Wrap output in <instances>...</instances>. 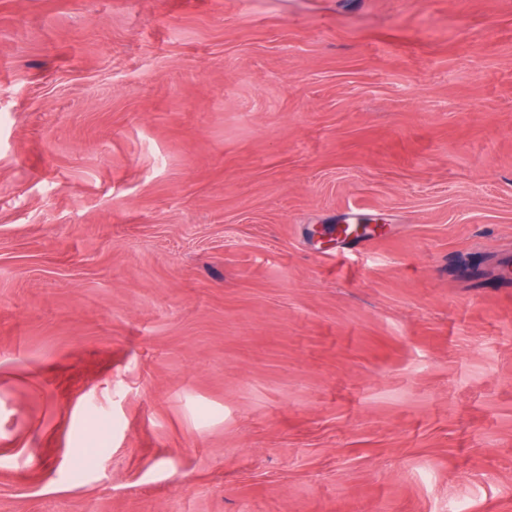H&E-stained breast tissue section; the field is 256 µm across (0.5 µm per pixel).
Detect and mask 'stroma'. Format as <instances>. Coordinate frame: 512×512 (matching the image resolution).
<instances>
[{"mask_svg":"<svg viewBox=\"0 0 512 512\" xmlns=\"http://www.w3.org/2000/svg\"><path fill=\"white\" fill-rule=\"evenodd\" d=\"M508 253L512 0H0V512H512Z\"/></svg>","mask_w":512,"mask_h":512,"instance_id":"stroma-1","label":"stroma"}]
</instances>
